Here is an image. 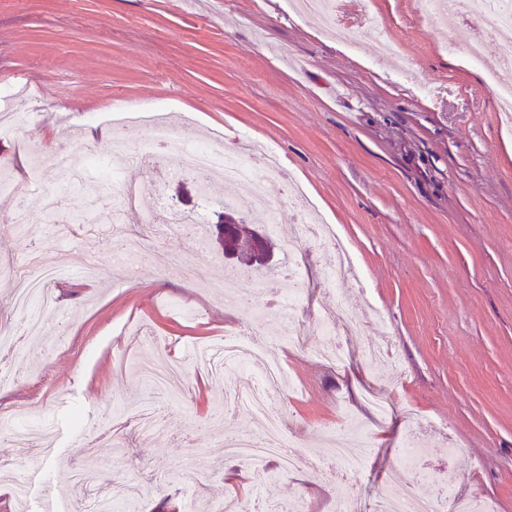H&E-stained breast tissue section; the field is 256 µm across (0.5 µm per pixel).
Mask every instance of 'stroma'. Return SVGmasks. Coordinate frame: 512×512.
<instances>
[{
	"mask_svg": "<svg viewBox=\"0 0 512 512\" xmlns=\"http://www.w3.org/2000/svg\"><path fill=\"white\" fill-rule=\"evenodd\" d=\"M335 2L333 37L292 0H0V88L23 86L31 113L0 137V172L16 186L0 192V319L10 318L11 291L43 252H61L72 271L53 286L42 343L20 358L0 352V370L14 379L0 388V409L56 433L53 455L41 460L0 433V459L29 484L28 512H44L50 495L61 512H75L65 479L86 465L79 449L88 441L110 464L98 494L132 488L136 512H189L228 497L250 512L300 503L332 512L342 482L334 433L370 445L348 512H372L411 441L423 450L417 498H436L450 480L495 512H512V135L500 127L489 82L512 49V28L475 61L466 44L480 21L467 13L446 21L424 14L419 0ZM116 102L169 114L187 141L274 148L289 181L352 250L356 278L327 280L336 256L309 239L297 258L278 245L268 269L241 274V295L263 305L262 320L225 303L234 266L215 227L228 211L265 231L270 209L289 216L292 202L273 181L267 205L243 211L220 179L204 192L194 174L165 176L158 192L204 222L196 236L155 240L140 211L125 208L124 245L141 253L131 275L113 263L111 224L49 223L44 185L60 209L88 203L68 173L44 181L52 154L65 148L79 167L87 150L111 153L102 115ZM19 204L21 227L10 222ZM170 254L205 264V281L164 270ZM90 263L93 279L81 274ZM285 298L311 333L317 313L337 302L357 315L361 334L337 338L342 362L289 343ZM227 333L266 345L288 375L275 409L300 469L225 456L224 442L263 435L224 403L238 373L214 377L196 359ZM371 340L388 343L392 359L367 360ZM159 360L182 366V400L140 381L137 365ZM371 392L386 416L370 411ZM145 402L161 430L125 418L119 439L101 442L103 413Z\"/></svg>",
	"mask_w": 512,
	"mask_h": 512,
	"instance_id": "stroma-1",
	"label": "stroma"
}]
</instances>
